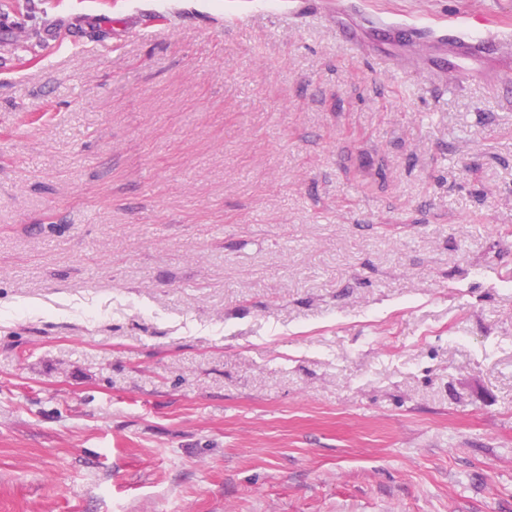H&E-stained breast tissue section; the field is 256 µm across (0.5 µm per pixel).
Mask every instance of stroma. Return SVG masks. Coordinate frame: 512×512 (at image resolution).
I'll return each instance as SVG.
<instances>
[{"instance_id": "35a3bbf8", "label": "stroma", "mask_w": 512, "mask_h": 512, "mask_svg": "<svg viewBox=\"0 0 512 512\" xmlns=\"http://www.w3.org/2000/svg\"><path fill=\"white\" fill-rule=\"evenodd\" d=\"M0 0V512H512V78L366 28L512 0Z\"/></svg>"}]
</instances>
